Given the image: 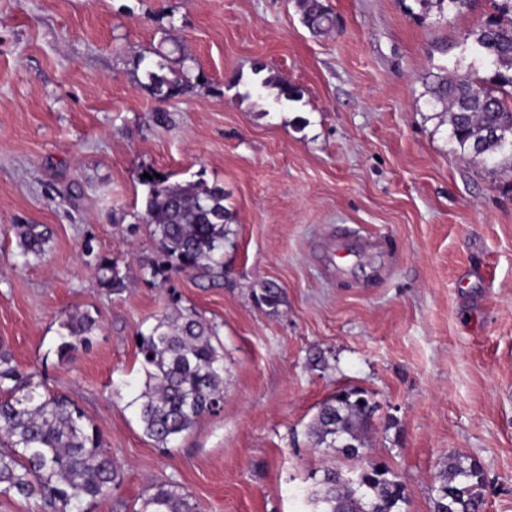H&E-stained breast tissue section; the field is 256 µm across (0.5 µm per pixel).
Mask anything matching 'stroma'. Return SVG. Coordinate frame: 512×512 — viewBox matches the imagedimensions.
<instances>
[{
	"label": "stroma",
	"mask_w": 512,
	"mask_h": 512,
	"mask_svg": "<svg viewBox=\"0 0 512 512\" xmlns=\"http://www.w3.org/2000/svg\"><path fill=\"white\" fill-rule=\"evenodd\" d=\"M325 3L337 26L317 35L298 0H0V342L122 467L81 512H132L170 481L200 512H309L312 472L368 459L401 476L404 512H433L458 454L484 470L483 512H512V158L457 152L427 91L486 76L459 45L491 5L438 22L406 0ZM168 39L192 84L162 103L134 61ZM271 74L300 100L258 92ZM148 171L223 186V275L149 276ZM18 224L50 227L42 259L24 262ZM339 236L369 250L336 278ZM88 239L123 288L99 286ZM268 283L278 307L257 299ZM176 309L216 329L224 401L163 448L138 420L136 339ZM78 310L100 328L59 361ZM345 387L380 406L353 460L309 435Z\"/></svg>",
	"instance_id": "obj_1"
}]
</instances>
